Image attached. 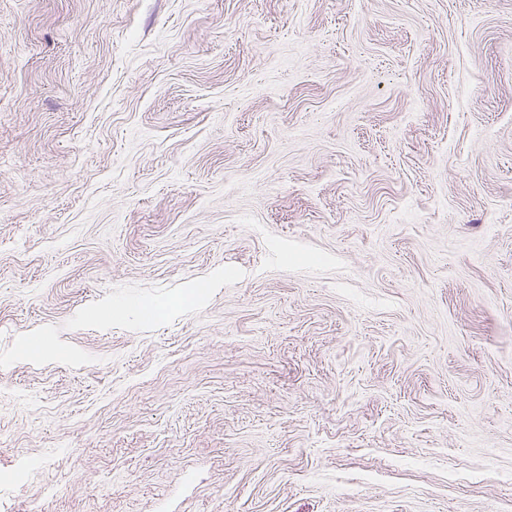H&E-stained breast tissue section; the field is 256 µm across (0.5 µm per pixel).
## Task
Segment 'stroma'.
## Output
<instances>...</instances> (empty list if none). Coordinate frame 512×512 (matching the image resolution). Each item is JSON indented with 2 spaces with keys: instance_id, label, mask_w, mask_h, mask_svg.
<instances>
[{
  "instance_id": "obj_1",
  "label": "stroma",
  "mask_w": 512,
  "mask_h": 512,
  "mask_svg": "<svg viewBox=\"0 0 512 512\" xmlns=\"http://www.w3.org/2000/svg\"><path fill=\"white\" fill-rule=\"evenodd\" d=\"M0 512H512V0H0Z\"/></svg>"
}]
</instances>
